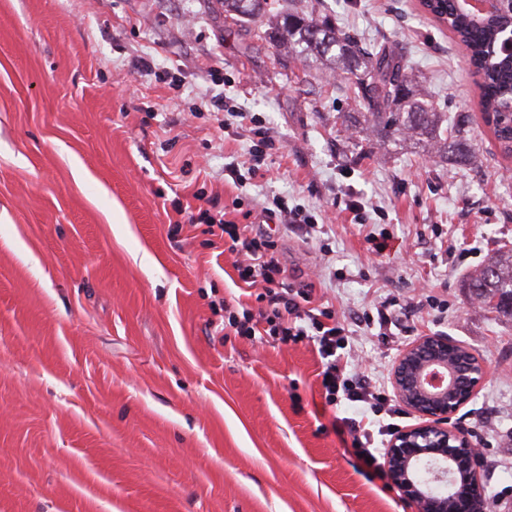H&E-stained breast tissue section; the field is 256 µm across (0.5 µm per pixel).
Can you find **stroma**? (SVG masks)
<instances>
[{
  "instance_id": "35a3bbf8",
  "label": "stroma",
  "mask_w": 512,
  "mask_h": 512,
  "mask_svg": "<svg viewBox=\"0 0 512 512\" xmlns=\"http://www.w3.org/2000/svg\"><path fill=\"white\" fill-rule=\"evenodd\" d=\"M274 6L399 43L429 100L469 116L471 160L347 135L361 116L341 78L223 0H0V512H417L333 431L353 410L325 405L313 345L252 343L213 315L242 292L201 222L236 197L288 276L323 289L374 381L391 386L423 336L484 361L453 421L493 512H512V318L465 288L512 248V155L466 52L418 0ZM143 57L155 71L134 69ZM218 94L273 129L264 178L225 181L253 136L225 126ZM276 196L320 233L266 216Z\"/></svg>"
}]
</instances>
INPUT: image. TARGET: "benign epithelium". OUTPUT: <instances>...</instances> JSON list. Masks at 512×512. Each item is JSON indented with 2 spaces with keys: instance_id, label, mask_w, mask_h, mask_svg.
I'll return each instance as SVG.
<instances>
[{
  "instance_id": "obj_1",
  "label": "benign epithelium",
  "mask_w": 512,
  "mask_h": 512,
  "mask_svg": "<svg viewBox=\"0 0 512 512\" xmlns=\"http://www.w3.org/2000/svg\"><path fill=\"white\" fill-rule=\"evenodd\" d=\"M482 18L507 9L512 0H459ZM486 373L482 359L446 336H424L399 355L393 372L397 397L429 422L400 432L384 468L418 512H489L479 471L478 448L447 423L469 401Z\"/></svg>"
}]
</instances>
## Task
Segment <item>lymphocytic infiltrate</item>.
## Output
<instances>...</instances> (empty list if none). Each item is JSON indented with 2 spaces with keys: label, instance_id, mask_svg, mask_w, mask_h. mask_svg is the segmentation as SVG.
<instances>
[{
  "label": "lymphocytic infiltrate",
  "instance_id": "f902f5d3",
  "mask_svg": "<svg viewBox=\"0 0 512 512\" xmlns=\"http://www.w3.org/2000/svg\"><path fill=\"white\" fill-rule=\"evenodd\" d=\"M205 232L223 241L225 253L234 258L233 268L239 282L256 292L254 304L226 310L225 326L253 342L268 338L283 345L312 342L321 359L325 405L333 406L344 400L359 412L355 418L335 419L336 434L350 435L354 454L369 460L370 470H378L373 449L375 438L395 435L401 412L384 388L367 377L348 372V338L335 308L317 295L314 283L287 280L277 256V245L269 237L251 235L247 225L226 217L211 220Z\"/></svg>",
  "mask_w": 512,
  "mask_h": 512
}]
</instances>
